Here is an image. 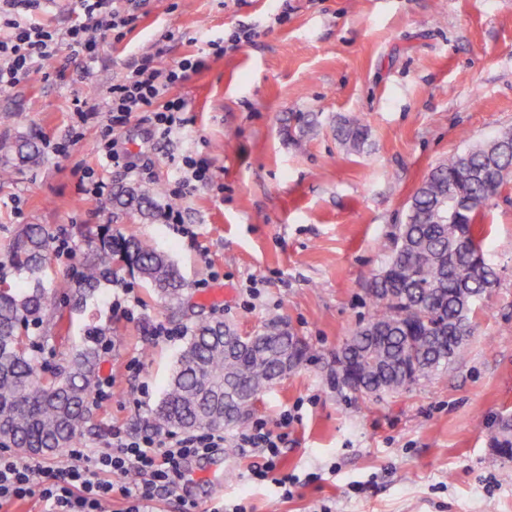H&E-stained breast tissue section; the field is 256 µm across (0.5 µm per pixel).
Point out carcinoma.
<instances>
[{
	"instance_id": "obj_1",
	"label": "carcinoma",
	"mask_w": 512,
	"mask_h": 512,
	"mask_svg": "<svg viewBox=\"0 0 512 512\" xmlns=\"http://www.w3.org/2000/svg\"><path fill=\"white\" fill-rule=\"evenodd\" d=\"M369 136L359 119L336 127V140L350 154L363 151ZM13 151L21 163L40 156L37 142L25 136L18 137ZM13 160L0 163V178L12 175ZM509 166L511 130L439 163L411 197L371 284L375 311L336 349L344 357L353 349L361 351L354 374L360 383L376 388L369 393L373 399L404 391L408 376L419 383L463 358L475 330L476 303L498 282L477 229L476 200L500 193L505 179L493 175ZM452 193L460 204L456 218L433 223L435 205ZM112 209L151 218L158 204L151 188L122 186L112 194ZM54 241L46 226L24 225L10 241L8 256L29 284L18 288L0 274V444L12 448L72 447L89 417L87 401L100 361L96 341L67 354L48 376L28 343L31 328L42 329L50 340H64L56 335L58 319L43 282ZM89 247L79 267L60 282L76 302L112 281L121 269L137 274L164 300L181 298L183 282L174 263L147 242L104 224L89 233ZM286 356L302 365L314 360L304 337L276 323L255 332L247 347L224 342L221 321L198 325L190 330L171 370L158 421L186 431L243 424L258 395L285 376L281 364Z\"/></svg>"
}]
</instances>
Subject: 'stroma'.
<instances>
[{
  "label": "stroma",
  "instance_id": "35a3bbf8",
  "mask_svg": "<svg viewBox=\"0 0 512 512\" xmlns=\"http://www.w3.org/2000/svg\"><path fill=\"white\" fill-rule=\"evenodd\" d=\"M242 25L255 27L253 42L210 59L179 88L192 124L175 149L212 165L211 182L178 202L184 231L82 196L90 167L110 185L133 182L97 165L105 92L127 62L157 49L172 66ZM99 51L91 81L79 82L83 60L62 49L50 79L0 90V159L19 136L41 148L38 163L0 180V262L22 225L66 232L80 251L83 232L109 224L152 241L185 283L182 301L168 303L120 271L138 300L130 319L113 314L108 283L83 305L56 301L71 342L100 330L98 375L112 380L81 447H103L116 427L157 430L184 340H152L153 325L182 330L212 317L251 334L281 320L317 360L262 393L252 415L274 428L283 410L299 408L279 464L297 484L287 495L246 480L251 458L228 447L223 459L189 464L180 498L241 502L247 512H512V459L494 448L501 423H512V176L479 219L498 285L478 304L464 361L380 401L326 378L337 347L373 314L368 283L382 245L431 168L512 131V0H142ZM354 116L370 129L358 155L335 136ZM149 129L143 112L120 135L145 157L162 204L172 169ZM59 142L66 153L55 152ZM14 198L20 211L8 206ZM136 391L138 407L128 400Z\"/></svg>",
  "mask_w": 512,
  "mask_h": 512
}]
</instances>
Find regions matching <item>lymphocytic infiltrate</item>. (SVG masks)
I'll return each mask as SVG.
<instances>
[{
  "mask_svg": "<svg viewBox=\"0 0 512 512\" xmlns=\"http://www.w3.org/2000/svg\"><path fill=\"white\" fill-rule=\"evenodd\" d=\"M109 2L75 0L72 18L65 27L57 28L29 22V14L40 9L41 0H0V25L11 31L9 37L0 38V90L27 83L33 74H48L62 46L73 56L96 62L100 31L116 30L134 19L133 14L110 9ZM224 52L223 41L211 40L205 52L170 67L160 66L154 52L132 59L126 75L108 89L109 118L98 151L99 162L144 177V169L119 149L118 130L136 114L147 112L158 145L167 147L179 141L189 125V102L178 95V87L188 74L207 68L209 58L223 56ZM171 162L175 178L169 195L173 199H183L212 179L204 158L181 155L172 157ZM298 417V412L284 411L278 432L258 418L237 436L235 446L240 454L257 459L249 470L251 479H272L282 488L291 483V476L279 478L275 471L288 445L286 428ZM224 443L223 432L216 429L188 435L171 431L161 440L153 435L131 437L117 428L104 448L93 452L70 449V461L65 465L51 459L33 463L1 449L0 505L36 493L46 503V512H100L103 502L118 496L128 501V512H144L157 493L176 494L187 459L222 453ZM131 473L138 475V482L123 483V476ZM115 474L120 477L116 483L111 480Z\"/></svg>",
  "mask_w": 512,
  "mask_h": 512,
  "instance_id": "f902f5d3",
  "label": "lymphocytic infiltrate"
}]
</instances>
